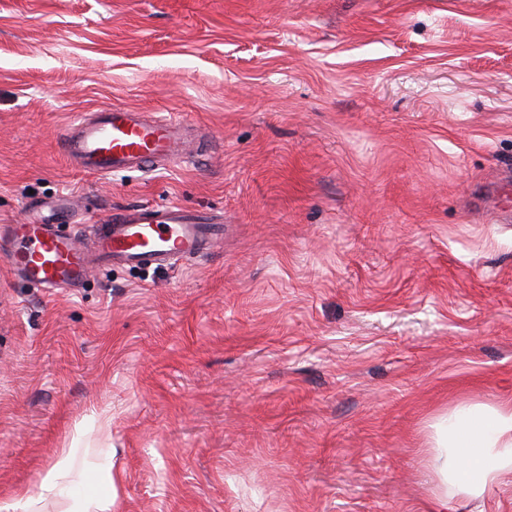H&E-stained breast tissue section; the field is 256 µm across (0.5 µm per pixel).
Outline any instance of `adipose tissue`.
<instances>
[{"label":"adipose tissue","mask_w":512,"mask_h":512,"mask_svg":"<svg viewBox=\"0 0 512 512\" xmlns=\"http://www.w3.org/2000/svg\"><path fill=\"white\" fill-rule=\"evenodd\" d=\"M435 429L437 446L430 465L439 480L437 512H447L449 498L482 496L504 472L512 471L511 406H463L441 419ZM70 461V456H63L46 473L41 496L70 497L67 512H112L111 495H74Z\"/></svg>","instance_id":"ef3b65f1"}]
</instances>
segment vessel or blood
Here are the masks:
<instances>
[{"label": "vessel or blood", "instance_id": "b4317fda", "mask_svg": "<svg viewBox=\"0 0 512 512\" xmlns=\"http://www.w3.org/2000/svg\"><path fill=\"white\" fill-rule=\"evenodd\" d=\"M192 121L173 116L145 117L111 105L92 118L74 121L58 141L60 153L80 171L109 176L155 169L186 154ZM58 221L41 222L36 212L8 225L10 263L37 287L55 291L80 287L98 266H173L208 254L224 237V227L208 213L170 204L117 208L100 217L91 242L59 229L71 213L67 200L56 206Z\"/></svg>", "mask_w": 512, "mask_h": 512}]
</instances>
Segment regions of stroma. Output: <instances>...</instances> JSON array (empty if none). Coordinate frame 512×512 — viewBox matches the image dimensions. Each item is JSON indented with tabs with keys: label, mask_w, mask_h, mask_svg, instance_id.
<instances>
[{
	"label": "stroma",
	"mask_w": 512,
	"mask_h": 512,
	"mask_svg": "<svg viewBox=\"0 0 512 512\" xmlns=\"http://www.w3.org/2000/svg\"><path fill=\"white\" fill-rule=\"evenodd\" d=\"M112 104L210 149L85 174L56 141ZM61 194L224 243L48 295L0 241V512L90 417L112 512H432L433 424L512 403V0H0V224Z\"/></svg>",
	"instance_id": "35a3bbf8"
}]
</instances>
